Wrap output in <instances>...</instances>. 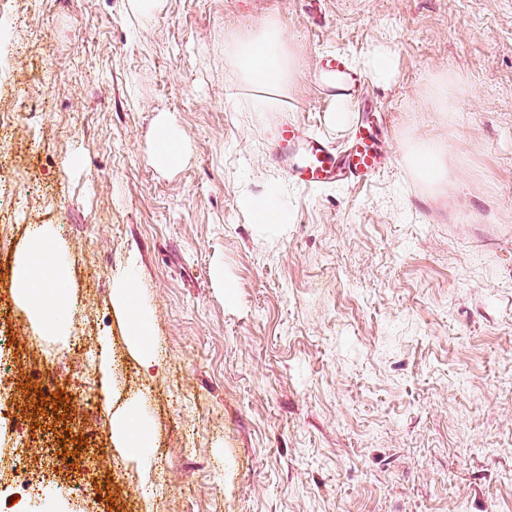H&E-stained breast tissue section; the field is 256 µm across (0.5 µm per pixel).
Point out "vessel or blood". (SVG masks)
<instances>
[{
    "label": "vessel or blood",
    "mask_w": 512,
    "mask_h": 512,
    "mask_svg": "<svg viewBox=\"0 0 512 512\" xmlns=\"http://www.w3.org/2000/svg\"><path fill=\"white\" fill-rule=\"evenodd\" d=\"M319 94L348 98L355 95L362 83L344 57H324L315 73ZM276 152L290 160L289 173L305 188L335 183H360L373 178L383 166L370 131L356 127L346 149H338L319 138L308 128L285 122L276 131Z\"/></svg>",
    "instance_id": "1"
}]
</instances>
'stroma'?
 <instances>
[{
  "label": "stroma",
  "mask_w": 512,
  "mask_h": 512,
  "mask_svg": "<svg viewBox=\"0 0 512 512\" xmlns=\"http://www.w3.org/2000/svg\"><path fill=\"white\" fill-rule=\"evenodd\" d=\"M270 18L297 76L254 112L234 42ZM378 48L395 78L333 123L321 56L359 71ZM0 89V360L56 370L84 439L81 477L29 467L44 495L0 482V512H512V0H9ZM360 120L384 158L367 184L306 189L273 158L282 122L339 145ZM163 121L184 145L166 169ZM421 140L447 185L412 166ZM272 186L288 222L267 231L241 201ZM40 226L67 263L63 341L14 288ZM129 275L148 370L114 302ZM105 384L111 408L81 411ZM32 399L0 376L1 465L57 444L52 412L15 413ZM128 407L142 459L112 437Z\"/></svg>",
  "instance_id": "1"
}]
</instances>
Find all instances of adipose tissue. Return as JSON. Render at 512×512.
Here are the masks:
<instances>
[{"label":"adipose tissue","mask_w":512,"mask_h":512,"mask_svg":"<svg viewBox=\"0 0 512 512\" xmlns=\"http://www.w3.org/2000/svg\"><path fill=\"white\" fill-rule=\"evenodd\" d=\"M235 64L243 79L262 91L253 104L254 111L274 108L292 77L280 26L263 23L257 31L239 38ZM66 279L67 266L55 253L51 230L37 228L17 263L16 287L37 323L57 336L64 335L68 325L67 295L63 288ZM115 299L127 315L129 337L142 366L152 368L156 360L150 322L141 305L136 282L123 280ZM112 433L120 447L130 454L142 455L148 445V433L135 409L113 414Z\"/></svg>","instance_id":"ef3b65f1"}]
</instances>
